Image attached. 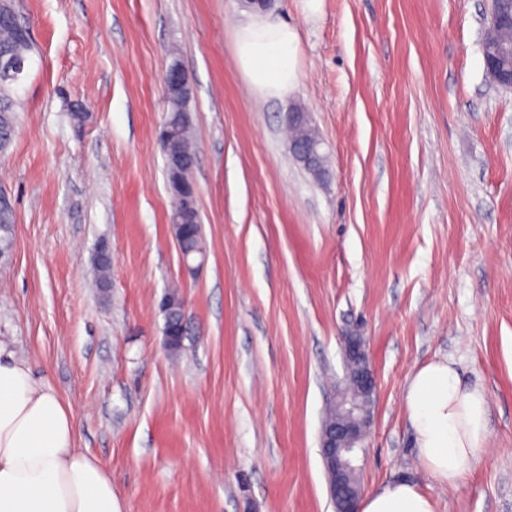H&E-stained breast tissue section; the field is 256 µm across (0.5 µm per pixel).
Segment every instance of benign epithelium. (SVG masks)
<instances>
[{
	"mask_svg": "<svg viewBox=\"0 0 512 512\" xmlns=\"http://www.w3.org/2000/svg\"><path fill=\"white\" fill-rule=\"evenodd\" d=\"M512 24V16L488 13L483 24L482 38L494 35L501 26ZM28 61L0 54V80H14L21 84L20 76L27 70ZM486 76L497 86L512 88V64L508 53H492L485 60ZM193 84L185 67L174 62L164 73V95L167 103L165 120L159 135L165 169L170 173L173 187L190 208L198 207L196 185L189 172L193 163L179 151L172 129L180 119L177 101L191 99ZM317 139L291 143V150L304 166L316 170L322 156ZM164 348L171 352L180 339L187 335V307H182L181 331L173 333L163 327ZM346 364L344 378L336 392V420L327 424L320 435V455L329 474L328 493L336 512H358L362 494L359 480L358 455L364 451V441L372 423L377 391L376 374L370 364L366 343L361 336L343 337Z\"/></svg>",
	"mask_w": 512,
	"mask_h": 512,
	"instance_id": "7a95c632",
	"label": "benign epithelium"
}]
</instances>
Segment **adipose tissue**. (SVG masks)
Segmentation results:
<instances>
[{"mask_svg":"<svg viewBox=\"0 0 512 512\" xmlns=\"http://www.w3.org/2000/svg\"><path fill=\"white\" fill-rule=\"evenodd\" d=\"M238 67L263 96L282 98L299 78L301 42L288 22L258 13L236 33ZM405 401L424 469L451 487L481 461L488 444L485 392L463 383L451 362L418 368ZM361 512H434L432 500L404 480L367 494ZM0 512H120L112 480L75 446L70 409L0 344Z\"/></svg>","mask_w":512,"mask_h":512,"instance_id":"ef3b65f1","label":"adipose tissue"}]
</instances>
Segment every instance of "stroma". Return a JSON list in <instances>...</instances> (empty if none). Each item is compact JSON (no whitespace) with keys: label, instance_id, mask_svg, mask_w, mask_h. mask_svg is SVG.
<instances>
[{"label":"stroma","instance_id":"35a3bbf8","mask_svg":"<svg viewBox=\"0 0 512 512\" xmlns=\"http://www.w3.org/2000/svg\"><path fill=\"white\" fill-rule=\"evenodd\" d=\"M490 0H271L301 40L284 98L232 52L245 0H16L34 50L0 156L15 202L0 340L69 406L120 512H334L319 452L341 338L378 388L365 492L407 480L435 512H512V89L481 53ZM178 51L204 264L186 275L158 142ZM308 112L326 173L291 155ZM112 290L90 286L99 239ZM179 284L190 358L163 346ZM446 359L484 389L489 442L454 488L419 462L405 392Z\"/></svg>","mask_w":512,"mask_h":512}]
</instances>
